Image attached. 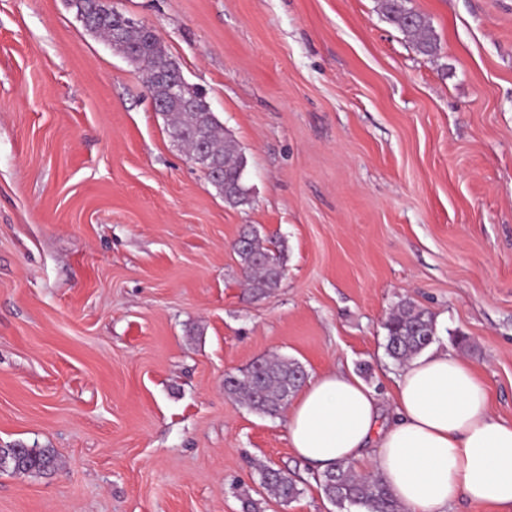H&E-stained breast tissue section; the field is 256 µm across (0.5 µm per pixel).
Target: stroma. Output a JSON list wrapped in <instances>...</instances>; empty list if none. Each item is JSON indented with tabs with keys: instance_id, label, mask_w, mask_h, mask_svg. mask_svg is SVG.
I'll use <instances>...</instances> for the list:
<instances>
[{
	"instance_id": "1",
	"label": "stroma",
	"mask_w": 512,
	"mask_h": 512,
	"mask_svg": "<svg viewBox=\"0 0 512 512\" xmlns=\"http://www.w3.org/2000/svg\"><path fill=\"white\" fill-rule=\"evenodd\" d=\"M110 2L205 91L250 202L67 0H0V448L59 460L0 471V512H342L224 376L286 357L392 409L407 298L512 421V0H411L433 58L378 0ZM250 230L285 255L263 295L233 249ZM262 464L301 495H269ZM57 467L51 448H0V468L23 475L41 474Z\"/></svg>"
}]
</instances>
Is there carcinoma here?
Wrapping results in <instances>:
<instances>
[{
    "label": "carcinoma",
    "instance_id": "carcinoma-1",
    "mask_svg": "<svg viewBox=\"0 0 512 512\" xmlns=\"http://www.w3.org/2000/svg\"><path fill=\"white\" fill-rule=\"evenodd\" d=\"M410 0H382L385 18L393 26L411 36L417 50L425 56L438 51L437 38L430 21L423 14L408 7ZM77 18L86 30L112 40L116 35L137 57L151 85L153 95L165 96L168 83L182 79L176 62L158 41L143 30H125L116 18L107 0H69ZM171 137L195 150L199 140L206 141L207 150L200 160L203 169L219 172L215 178L224 186V203L231 207L249 203V188L243 182L247 159L233 140L224 137L223 127L211 112L206 97L191 102L170 101L165 112ZM247 246L237 252L247 274L250 288L263 294L279 287L284 267L283 254L274 253L260 243L254 234L247 235ZM385 349L396 363L404 364L425 351L437 336L434 316L410 299L401 301L385 324ZM303 369L294 360L275 358L262 360L253 375L229 374L224 378V391L242 399L253 411L274 418L282 412L289 397L299 389ZM57 467V458L51 448H0V468H9L23 475L41 474ZM315 481L324 494L343 507H358L365 512H404L402 505L378 477L356 475L342 463L317 476ZM261 483L272 495L284 503L298 498L302 489L290 474L282 469L266 466L261 472Z\"/></svg>",
    "mask_w": 512,
    "mask_h": 512
}]
</instances>
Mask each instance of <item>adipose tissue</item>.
<instances>
[{
    "label": "adipose tissue",
    "mask_w": 512,
    "mask_h": 512,
    "mask_svg": "<svg viewBox=\"0 0 512 512\" xmlns=\"http://www.w3.org/2000/svg\"><path fill=\"white\" fill-rule=\"evenodd\" d=\"M395 385L389 421L354 373L321 374L288 412L290 447L315 472L345 463L380 477L405 512H448L462 499L512 512V422L493 416L473 365L427 351Z\"/></svg>",
    "instance_id": "adipose-tissue-1"
}]
</instances>
